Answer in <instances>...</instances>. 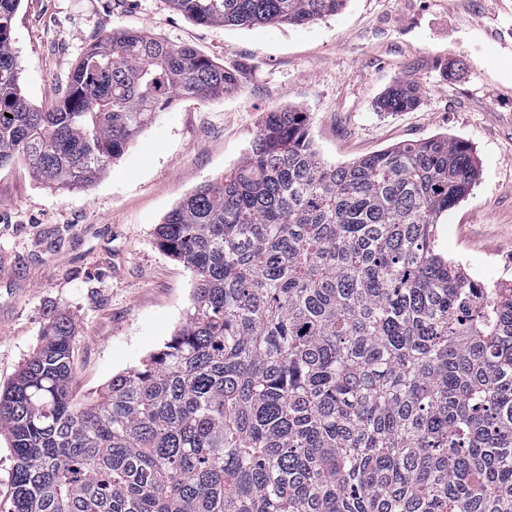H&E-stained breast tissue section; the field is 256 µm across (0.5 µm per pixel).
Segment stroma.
<instances>
[{"instance_id": "obj_1", "label": "stroma", "mask_w": 512, "mask_h": 512, "mask_svg": "<svg viewBox=\"0 0 512 512\" xmlns=\"http://www.w3.org/2000/svg\"><path fill=\"white\" fill-rule=\"evenodd\" d=\"M133 29L227 66L237 88L158 113L92 186L56 191L24 158L0 167V390L71 315L74 391L84 396L161 349L191 304L194 280L157 246L164 215L234 168L264 114L309 112L321 160L338 165L445 134L478 161L470 194L438 224L448 259L489 286L512 282V0H347L307 25H201L169 0H21L11 49L27 100L56 104L102 34ZM460 61L459 75L442 65ZM422 87L411 112L377 111L396 80Z\"/></svg>"}]
</instances>
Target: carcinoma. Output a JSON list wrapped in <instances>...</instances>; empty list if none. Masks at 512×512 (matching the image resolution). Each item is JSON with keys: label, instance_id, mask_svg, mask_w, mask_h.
<instances>
[{"label": "carcinoma", "instance_id": "obj_1", "mask_svg": "<svg viewBox=\"0 0 512 512\" xmlns=\"http://www.w3.org/2000/svg\"><path fill=\"white\" fill-rule=\"evenodd\" d=\"M204 25H304L347 0H170ZM0 0V166L91 186L154 114L238 72L137 30L101 35L50 110L29 104ZM395 81L381 112H411ZM473 148L437 135L327 165L310 115L267 113L250 150L155 229L194 276L168 342L73 392L75 319L50 317L0 392L10 512H512V285L439 248Z\"/></svg>", "mask_w": 512, "mask_h": 512}]
</instances>
